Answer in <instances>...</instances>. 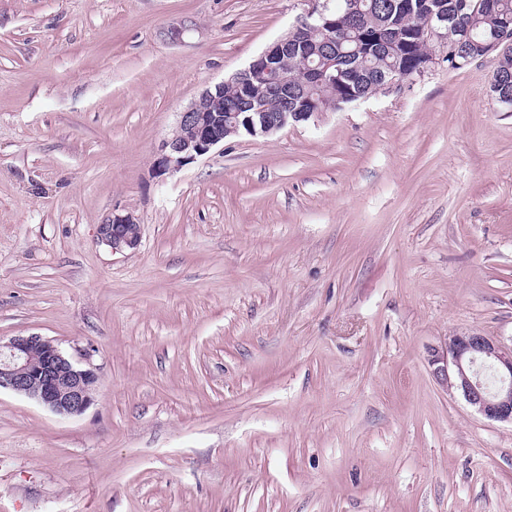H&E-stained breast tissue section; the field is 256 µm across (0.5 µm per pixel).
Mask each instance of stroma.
I'll list each match as a JSON object with an SVG mask.
<instances>
[{
  "instance_id": "obj_1",
  "label": "stroma",
  "mask_w": 512,
  "mask_h": 512,
  "mask_svg": "<svg viewBox=\"0 0 512 512\" xmlns=\"http://www.w3.org/2000/svg\"><path fill=\"white\" fill-rule=\"evenodd\" d=\"M308 7L0 0V339L97 375L75 417L0 391V512H512V424L427 363L512 344L495 56L156 170ZM135 226L136 231L131 227ZM98 241L112 251L135 250L141 242V228L132 214L112 213L97 228Z\"/></svg>"
}]
</instances>
